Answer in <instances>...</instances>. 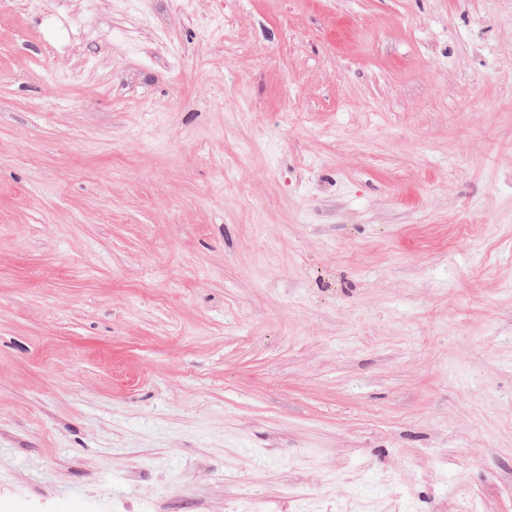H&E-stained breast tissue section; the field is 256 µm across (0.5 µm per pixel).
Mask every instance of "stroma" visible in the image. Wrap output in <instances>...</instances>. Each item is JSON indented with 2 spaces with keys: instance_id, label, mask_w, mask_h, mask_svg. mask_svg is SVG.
<instances>
[{
  "instance_id": "1",
  "label": "stroma",
  "mask_w": 512,
  "mask_h": 512,
  "mask_svg": "<svg viewBox=\"0 0 512 512\" xmlns=\"http://www.w3.org/2000/svg\"><path fill=\"white\" fill-rule=\"evenodd\" d=\"M298 487L512 512V0H0V512Z\"/></svg>"
}]
</instances>
